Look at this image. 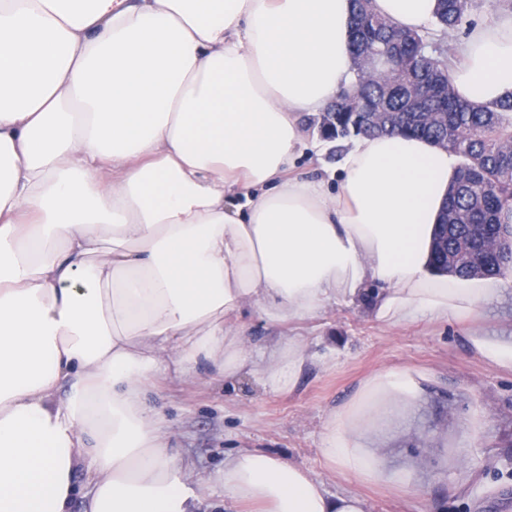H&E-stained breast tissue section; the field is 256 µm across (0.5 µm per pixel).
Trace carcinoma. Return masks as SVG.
I'll return each mask as SVG.
<instances>
[{"label": "carcinoma", "mask_w": 512, "mask_h": 512, "mask_svg": "<svg viewBox=\"0 0 512 512\" xmlns=\"http://www.w3.org/2000/svg\"><path fill=\"white\" fill-rule=\"evenodd\" d=\"M355 26L368 24L362 36H353L352 55L357 57L372 47L390 43L391 35L384 27L387 19L373 8L372 0H352ZM438 24L454 30L465 13L475 6V0H439ZM455 56L424 58L412 48L397 53L391 69L373 77H356L352 91L358 105L356 112L336 109V132L327 138L340 142L352 135L403 134L435 141L441 132L420 128L414 122L382 130L367 122L369 106L382 102L389 112H413L415 105L404 94L407 84L417 81L427 72L451 73ZM512 142V98L489 105H472L462 101L453 84H448V150L462 158L461 167L473 172L474 179L465 183L457 180L448 190V218L436 225L434 236L448 234V252L454 256L453 274L472 276L482 265L486 275L499 276L512 265V223L504 214L512 213V154L505 146ZM502 236L503 251L494 259L464 247L481 233L484 225Z\"/></svg>", "instance_id": "obj_1"}]
</instances>
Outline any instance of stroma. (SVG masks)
<instances>
[{
    "label": "stroma",
    "instance_id": "35a3bbf8",
    "mask_svg": "<svg viewBox=\"0 0 512 512\" xmlns=\"http://www.w3.org/2000/svg\"><path fill=\"white\" fill-rule=\"evenodd\" d=\"M303 133L307 148L295 176L330 180L339 152L313 150L316 130ZM377 291L370 285L360 300L326 303L292 324L271 320L259 306L242 310L236 324L253 349L307 338L311 358L288 387L273 390L247 375L227 379L209 366L185 379H151L150 403L170 430L169 444L203 479L213 512H250L225 501L222 477L225 455L247 451L301 466L329 494L356 488L368 512H512V371L489 365L470 342L475 327L512 336V283L471 323L381 324L372 313ZM380 369L419 375L422 393L407 423L380 445L393 481L357 484L329 474L323 426Z\"/></svg>",
    "mask_w": 512,
    "mask_h": 512
}]
</instances>
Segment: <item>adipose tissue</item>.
Listing matches in <instances>:
<instances>
[{
	"mask_svg": "<svg viewBox=\"0 0 512 512\" xmlns=\"http://www.w3.org/2000/svg\"><path fill=\"white\" fill-rule=\"evenodd\" d=\"M374 8L419 31L438 0ZM352 26L351 0H0V512H202L147 382L203 362L290 385L307 342L252 353L243 307L293 323L376 281L379 322L467 319L512 281L432 272L460 159L428 140L351 138L332 194L290 175L299 113L354 80ZM457 52L462 100L512 96V14ZM419 391L373 374L325 423L332 470L382 480L372 445ZM224 494L365 512L263 453L225 457Z\"/></svg>",
	"mask_w": 512,
	"mask_h": 512,
	"instance_id": "1",
	"label": "adipose tissue"
}]
</instances>
